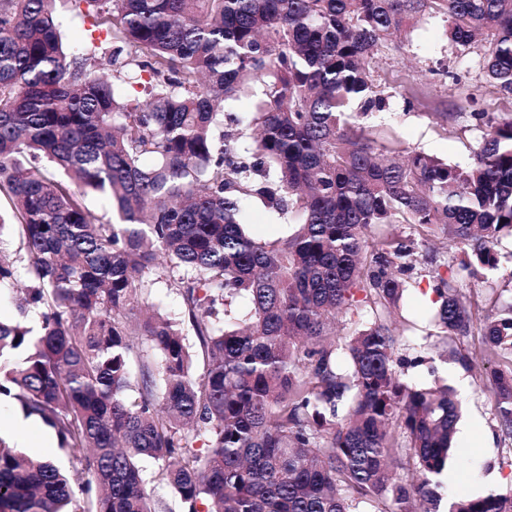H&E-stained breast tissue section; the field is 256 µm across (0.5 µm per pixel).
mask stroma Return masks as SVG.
Returning <instances> with one entry per match:
<instances>
[{"label": "stroma", "instance_id": "obj_1", "mask_svg": "<svg viewBox=\"0 0 512 512\" xmlns=\"http://www.w3.org/2000/svg\"><path fill=\"white\" fill-rule=\"evenodd\" d=\"M488 41L463 47L448 39L444 15L425 16L409 27L407 33L390 38L375 50L371 63L375 91L386 100L384 111L361 118V126L397 139L402 148L421 150L452 164L470 162L481 140L473 118L477 112L512 110V93L489 80L484 70ZM448 115L447 126H439L435 113ZM246 231L260 239L284 238L291 226L289 217L278 214L259 196L243 201ZM497 270L481 272L476 287L466 289V305L474 317L481 318L512 298L504 286L512 277V238L503 237ZM468 354L478 366L469 370L455 358ZM399 356L422 357L421 366L409 370V380L430 384L436 381L455 385L465 379L468 389L462 395V422L472 427L470 437H456L457 453L471 457L473 471H457L448 463L453 478L440 487V495L459 490L488 494L512 489V443L501 440L494 415V398L486 391L484 380L489 370L484 362L480 337L448 342L432 337L422 345H405Z\"/></svg>", "mask_w": 512, "mask_h": 512}]
</instances>
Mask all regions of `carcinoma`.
Segmentation results:
<instances>
[{
  "label": "carcinoma",
  "instance_id": "1",
  "mask_svg": "<svg viewBox=\"0 0 512 512\" xmlns=\"http://www.w3.org/2000/svg\"><path fill=\"white\" fill-rule=\"evenodd\" d=\"M56 2L0 0V199L18 241V261L0 251V295L28 281L22 319L0 322V397L87 479L0 439V512H166L144 458L187 512H436L460 404L401 378L419 360L397 356L392 315L418 249L448 235L458 255L424 266L430 323L478 331L505 364L484 387L512 440V302L476 319L462 301L512 236V113L473 114L481 141L461 167L348 112L384 110L369 59L429 11L456 44L486 32V75L512 92V0H68L92 19L69 51ZM252 83L256 111L225 112ZM226 120L257 132L247 155ZM248 192L291 213L293 233L247 234ZM161 279L182 316H136ZM338 313L349 331L330 341ZM448 512H512V489L457 493Z\"/></svg>",
  "mask_w": 512,
  "mask_h": 512
}]
</instances>
